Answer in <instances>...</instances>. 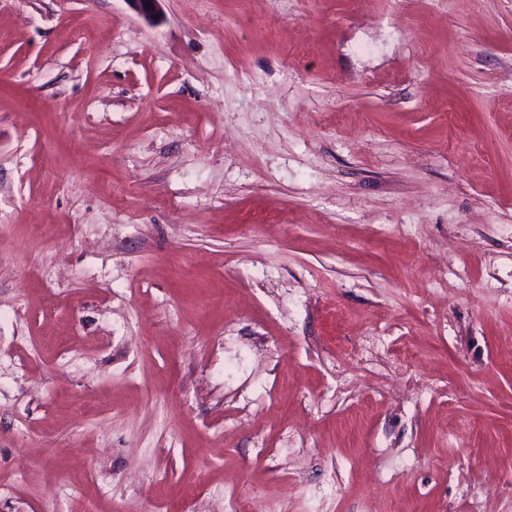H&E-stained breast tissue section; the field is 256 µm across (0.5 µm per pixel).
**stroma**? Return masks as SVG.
Segmentation results:
<instances>
[{"instance_id":"obj_1","label":"stroma","mask_w":512,"mask_h":512,"mask_svg":"<svg viewBox=\"0 0 512 512\" xmlns=\"http://www.w3.org/2000/svg\"><path fill=\"white\" fill-rule=\"evenodd\" d=\"M0 0V512H512V0Z\"/></svg>"}]
</instances>
